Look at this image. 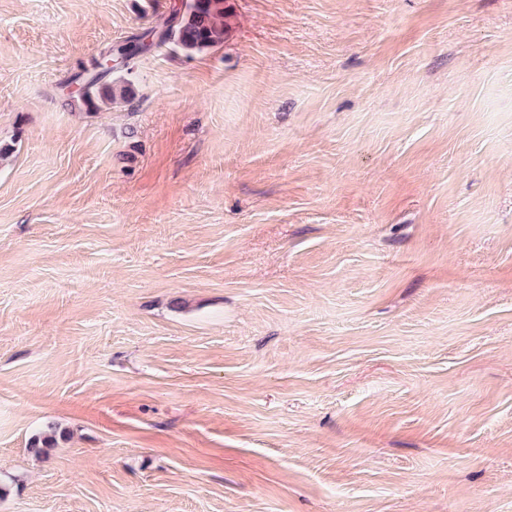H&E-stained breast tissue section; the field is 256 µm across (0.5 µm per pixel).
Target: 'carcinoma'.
Listing matches in <instances>:
<instances>
[{"label": "carcinoma", "instance_id": "obj_1", "mask_svg": "<svg viewBox=\"0 0 512 512\" xmlns=\"http://www.w3.org/2000/svg\"><path fill=\"white\" fill-rule=\"evenodd\" d=\"M237 14L229 0H181L165 22L161 31L150 28L142 34L117 44L106 52L108 59H120L123 67L132 69V61L140 54L147 53L156 44L166 42L188 56L201 54L220 47L235 28ZM97 76H92L84 87L81 101L89 108L97 106V100H111L116 96L129 98V87L96 86ZM56 444V429L49 427V433L31 441L29 451L36 456L44 454Z\"/></svg>", "mask_w": 512, "mask_h": 512}]
</instances>
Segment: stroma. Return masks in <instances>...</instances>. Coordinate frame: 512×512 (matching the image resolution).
<instances>
[{
    "mask_svg": "<svg viewBox=\"0 0 512 512\" xmlns=\"http://www.w3.org/2000/svg\"><path fill=\"white\" fill-rule=\"evenodd\" d=\"M176 2L0 0V512H512V0H231L84 106ZM236 22L237 14L229 0H181L159 32L158 43L153 40L155 28H150L123 44L113 46L104 56L122 59V66L128 71L138 55L166 42L187 56L201 54L222 46ZM118 63L121 60L112 61V65ZM98 80L97 75L91 77L90 81L84 87L81 101L89 108L97 107L96 101L100 100H112L116 97L117 90L119 89V96L129 100V86H121L120 88L114 87H96V81Z\"/></svg>",
    "mask_w": 512,
    "mask_h": 512,
    "instance_id": "1",
    "label": "stroma"
}]
</instances>
